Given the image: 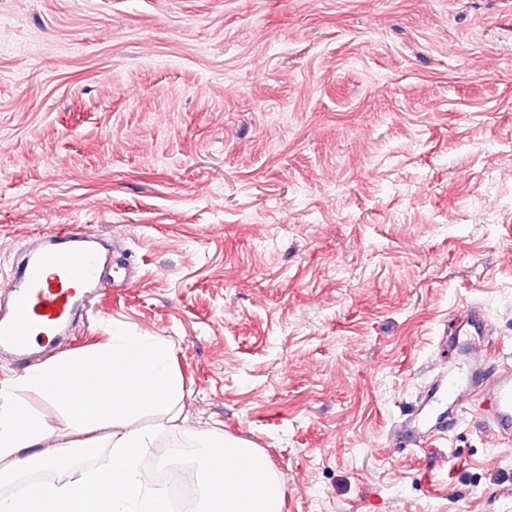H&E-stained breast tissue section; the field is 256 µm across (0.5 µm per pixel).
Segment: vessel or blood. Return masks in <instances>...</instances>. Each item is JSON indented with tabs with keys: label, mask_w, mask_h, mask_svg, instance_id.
<instances>
[{
	"label": "vessel or blood",
	"mask_w": 512,
	"mask_h": 512,
	"mask_svg": "<svg viewBox=\"0 0 512 512\" xmlns=\"http://www.w3.org/2000/svg\"><path fill=\"white\" fill-rule=\"evenodd\" d=\"M24 253L4 283L7 300L0 304V353L19 361L33 354L29 336L65 330L73 309L109 283L103 273L108 250L96 232L66 226L44 231L25 246ZM466 325L478 338L465 353L466 369L439 373L423 400L432 407L445 393L457 404L471 401L472 409L460 410L448 419L424 421L414 415L403 420L396 438L408 446L419 448L447 438L472 418L485 419L498 441L512 444V363L490 361L495 340L479 307L466 305L449 318V335L459 334Z\"/></svg>",
	"instance_id": "1"
}]
</instances>
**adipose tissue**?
Wrapping results in <instances>:
<instances>
[{
  "mask_svg": "<svg viewBox=\"0 0 512 512\" xmlns=\"http://www.w3.org/2000/svg\"><path fill=\"white\" fill-rule=\"evenodd\" d=\"M170 342L113 332L107 346L74 358L29 367L19 376L66 411L67 437L30 414L16 398L0 395V475L61 467L58 483L30 484L26 498L0 497V512H167L164 490L141 469L158 432L138 427L142 416L180 417L185 386L172 363ZM76 448L111 451L107 474L67 466ZM206 512H282L284 496L266 456L247 441L211 432L193 461Z\"/></svg>",
  "mask_w": 512,
  "mask_h": 512,
  "instance_id": "adipose-tissue-1",
  "label": "adipose tissue"
}]
</instances>
